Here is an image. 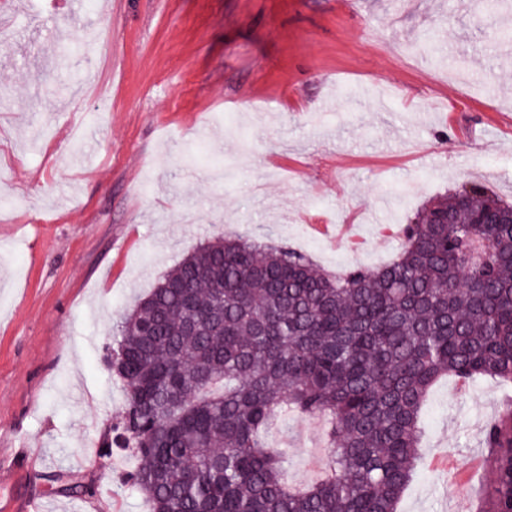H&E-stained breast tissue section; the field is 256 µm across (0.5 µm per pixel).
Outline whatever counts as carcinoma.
<instances>
[{
  "label": "carcinoma",
  "instance_id": "1",
  "mask_svg": "<svg viewBox=\"0 0 512 512\" xmlns=\"http://www.w3.org/2000/svg\"><path fill=\"white\" fill-rule=\"evenodd\" d=\"M512 206L473 185L433 200L376 269L217 237L124 315L130 481L149 512H399L443 378L512 389ZM325 417V476L288 483L279 415ZM479 512H512V396L484 429Z\"/></svg>",
  "mask_w": 512,
  "mask_h": 512
}]
</instances>
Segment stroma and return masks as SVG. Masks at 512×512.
I'll use <instances>...</instances> for the list:
<instances>
[{"instance_id":"1","label":"stroma","mask_w":512,"mask_h":512,"mask_svg":"<svg viewBox=\"0 0 512 512\" xmlns=\"http://www.w3.org/2000/svg\"><path fill=\"white\" fill-rule=\"evenodd\" d=\"M0 31V512H148L112 334L201 243L372 269L437 196L512 202V7L0 0ZM502 398L491 379L431 391L399 512H474ZM266 439L313 483L321 430L288 415ZM441 452L455 472L430 468Z\"/></svg>"}]
</instances>
